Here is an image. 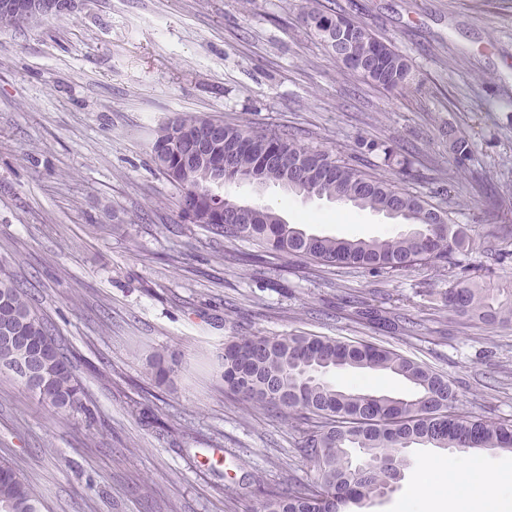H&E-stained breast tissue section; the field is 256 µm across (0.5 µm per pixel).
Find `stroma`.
I'll return each instance as SVG.
<instances>
[{
    "mask_svg": "<svg viewBox=\"0 0 512 512\" xmlns=\"http://www.w3.org/2000/svg\"><path fill=\"white\" fill-rule=\"evenodd\" d=\"M412 63L411 92L353 75L302 21L304 0H79L72 14L0 30V268L57 327L95 421L54 412L0 373V457L39 494L41 512H250L258 484L300 488L313 473L302 427L224 390L232 336L305 333L382 345L448 374L459 412L512 420V327L464 324L435 268L398 275L276 259L179 216L180 192L152 152L184 112L276 131L387 174L365 142L410 164L400 187L446 210L491 276L512 283V0H320ZM475 151L456 172L447 129ZM458 181L442 192L450 176ZM226 195L308 232L387 236L384 214L271 185ZM383 297L418 322L370 330L356 300ZM174 357L157 384L154 356ZM342 389L407 395L393 375L339 372ZM394 490L367 512H402L427 462L480 463L490 485L512 452L411 448Z\"/></svg>",
    "mask_w": 512,
    "mask_h": 512,
    "instance_id": "1",
    "label": "stroma"
}]
</instances>
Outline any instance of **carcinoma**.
Masks as SVG:
<instances>
[{"mask_svg":"<svg viewBox=\"0 0 512 512\" xmlns=\"http://www.w3.org/2000/svg\"><path fill=\"white\" fill-rule=\"evenodd\" d=\"M304 22L338 62L365 82L385 90L413 84L409 59L343 14L307 0ZM216 124L224 135L207 142L206 156H192L186 132ZM380 151L397 174L400 159L384 141L365 143ZM456 166L473 154V142L448 129ZM159 169L181 192L180 212L205 231L226 240L244 238L258 250L241 260L261 266L272 257L344 264L377 273L400 274L417 265L448 270L452 280L444 306L457 317L489 326L512 325V286L486 279L485 266L468 258L469 240L447 212L407 193L394 178L366 174L342 164L327 150L313 149L278 134H259L242 125L182 113L157 128L152 144ZM277 185L299 195L351 204L362 210L395 214L416 232L343 239L308 233L271 208L235 206L224 187L253 183ZM366 328L402 329L417 323L389 316L366 304L353 315ZM0 332L17 334L23 344L0 346V369H12L28 356L40 359L41 386L35 395L57 412H92L57 330L30 303L24 284L0 269ZM338 371L385 372L410 384L409 396L368 389L345 390L329 375ZM224 389L260 410H282L306 425L300 453L314 478L300 489L267 486L257 512H350L378 496L388 479L379 462L403 463L407 448L512 451V422L456 412L454 382L402 353L368 342L326 336H234L224 342ZM0 512H40L37 492L18 469L0 461Z\"/></svg>","mask_w":512,"mask_h":512,"instance_id":"1","label":"carcinoma"}]
</instances>
